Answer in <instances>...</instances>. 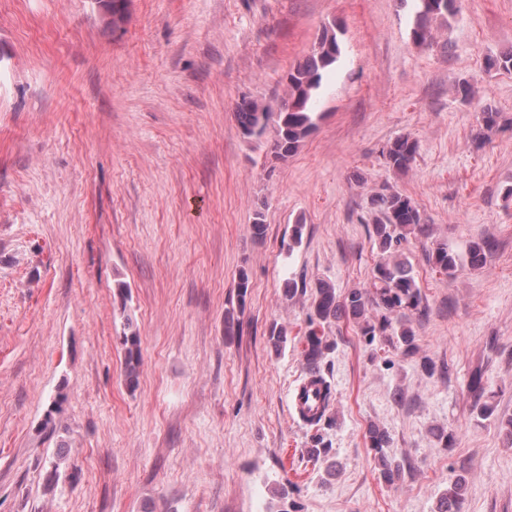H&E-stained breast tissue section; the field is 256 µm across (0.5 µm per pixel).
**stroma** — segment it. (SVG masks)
<instances>
[{
  "mask_svg": "<svg viewBox=\"0 0 512 512\" xmlns=\"http://www.w3.org/2000/svg\"><path fill=\"white\" fill-rule=\"evenodd\" d=\"M407 15L402 0H128L115 29L98 0H0V512H437L456 478L462 512H512L498 423L512 415V72L485 66L512 49V0H460L429 49ZM332 22L344 49L323 117L273 160L234 106L279 107L285 73ZM462 80L472 101L454 92ZM487 104L507 126L486 137ZM403 134L420 150L398 174L381 151ZM386 189L433 228L403 246L426 307L417 351L367 343L345 320L326 328L334 422L309 428L293 405L308 303L285 299L284 281L369 287L371 198ZM435 240L461 255L486 242V261L448 277L427 260ZM128 321L133 390L116 342ZM275 325L288 333L278 353ZM373 425L389 433L396 484ZM316 436L328 460L308 456ZM127 330V332H126ZM121 345L124 350L123 370L126 385L133 390L138 385L140 368L142 365L140 351V337L132 322H126L123 336H120ZM368 440L370 447L376 451L382 461L381 477L388 484H394L399 478L398 466L392 467V464L388 462L383 454V448H389V436L385 431L379 429L376 426H371L368 430Z\"/></svg>",
  "mask_w": 512,
  "mask_h": 512,
  "instance_id": "obj_1",
  "label": "stroma"
}]
</instances>
